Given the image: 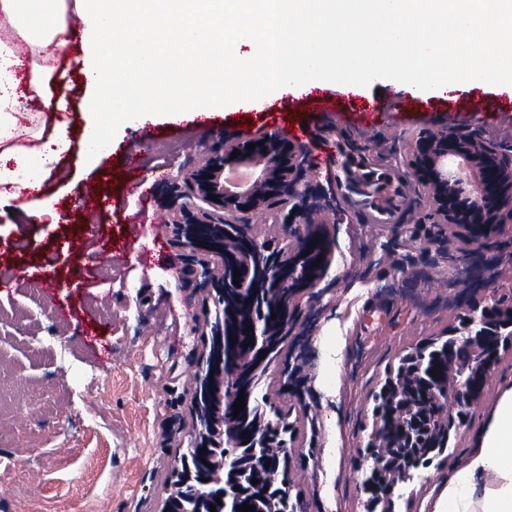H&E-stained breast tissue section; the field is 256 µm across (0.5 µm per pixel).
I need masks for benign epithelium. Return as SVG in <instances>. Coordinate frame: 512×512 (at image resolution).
Listing matches in <instances>:
<instances>
[{"label":"benign epithelium","instance_id":"benign-epithelium-1","mask_svg":"<svg viewBox=\"0 0 512 512\" xmlns=\"http://www.w3.org/2000/svg\"><path fill=\"white\" fill-rule=\"evenodd\" d=\"M255 144L252 150L247 145ZM241 151L231 158L234 150ZM346 162L358 173L341 184L344 197L373 224H389L395 214L409 208L411 191L418 190L438 223L466 245L465 253L480 252L493 235L512 232V149L495 145L477 133L450 131L446 127L420 133L407 146V170L399 175L380 164L355 142L341 145ZM302 150L278 132L261 133L225 141L211 150L201 163L180 170L178 197L183 199L170 222L178 244L207 259L201 262V286L214 305L207 321L201 370L196 375V429L190 447L195 449L196 479L212 492L216 512H238L241 494L250 484V465L258 457L277 453L290 463L286 441H271L267 431L295 435V425L281 415L267 418V426L243 420L224 437L229 448H244L245 460L225 457L224 467L206 466L200 454L209 446L201 410V387L208 373L236 377L243 365L259 371L276 361L283 345L296 339L294 330L301 313V300H313L312 289L327 277L332 263L330 221L317 209L303 182ZM274 215V235L253 231L246 216L267 223ZM308 255H303L305 250ZM316 267H311L315 261ZM242 275L233 278L234 270ZM312 279H307V276ZM239 281L235 286L233 281ZM282 307V320L275 323L267 309ZM250 336L251 350L229 338ZM446 340L448 376L438 385L427 383L422 401L434 406L433 421L425 430L437 435L445 448L451 431L460 427L466 411L478 403L490 387L502 359L501 349L512 348V300L490 297L469 313L458 317L442 335L408 346L402 359L424 362L425 351ZM392 421L374 412L368 437L367 460L371 481L366 512H388L389 497L401 483L412 480L408 472L397 473V464L387 462V428ZM248 437H242V434Z\"/></svg>","mask_w":512,"mask_h":512}]
</instances>
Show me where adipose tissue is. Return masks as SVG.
Wrapping results in <instances>:
<instances>
[{
    "label": "adipose tissue",
    "instance_id": "ef3b65f1",
    "mask_svg": "<svg viewBox=\"0 0 512 512\" xmlns=\"http://www.w3.org/2000/svg\"><path fill=\"white\" fill-rule=\"evenodd\" d=\"M88 24L80 162L112 153L111 125L164 110L185 119L257 110L288 93L374 87L428 99L457 90L512 92V0H0V143L19 135V85L56 113L41 146L0 154V184L25 197L31 221H58L42 182L70 149L52 60L68 15ZM41 52L23 67L12 42ZM432 512H512V383L501 388L473 448L448 473Z\"/></svg>",
    "mask_w": 512,
    "mask_h": 512
}]
</instances>
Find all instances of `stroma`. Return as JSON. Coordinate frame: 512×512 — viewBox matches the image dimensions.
Listing matches in <instances>:
<instances>
[{
  "instance_id": "obj_1",
  "label": "stroma",
  "mask_w": 512,
  "mask_h": 512,
  "mask_svg": "<svg viewBox=\"0 0 512 512\" xmlns=\"http://www.w3.org/2000/svg\"><path fill=\"white\" fill-rule=\"evenodd\" d=\"M77 35L54 62L67 89L70 137L87 124ZM315 113L258 111L195 121L166 113L137 115L110 131L106 164L78 166L63 155L42 187L57 198V224H25L16 201L0 195V378L23 393L0 408V512H162L173 467L187 450L194 422V376L201 332L214 306L188 269L199 255L178 246L166 221L180 202L172 189L180 166L200 161L206 146L276 131L303 148V176L314 191L333 192L343 177L337 145L352 139L384 148L386 163L404 159L419 131L448 127L512 142V112L478 89L424 100L400 90L380 97L376 113L353 112L342 94ZM152 130L143 139L139 129ZM137 155V168L125 159ZM100 187L94 212L79 199ZM330 225L333 263L321 297L303 302L285 378L271 364L258 388L293 412V487L307 512H364L365 460L373 423L371 393L411 343L440 334L470 305L512 294V237L493 239L469 262L444 225L418 203L392 224H366L344 199ZM512 382L504 355L492 386L470 408L441 462L416 471L394 492V512H431L451 466L488 422L501 387Z\"/></svg>"
}]
</instances>
